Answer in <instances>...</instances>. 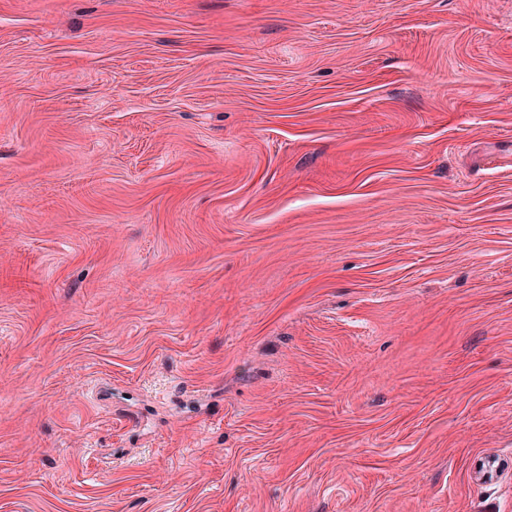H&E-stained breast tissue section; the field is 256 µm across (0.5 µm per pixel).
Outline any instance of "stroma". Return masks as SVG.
<instances>
[{"label":"stroma","instance_id":"1","mask_svg":"<svg viewBox=\"0 0 512 512\" xmlns=\"http://www.w3.org/2000/svg\"><path fill=\"white\" fill-rule=\"evenodd\" d=\"M0 512H512V0H0Z\"/></svg>","mask_w":512,"mask_h":512}]
</instances>
